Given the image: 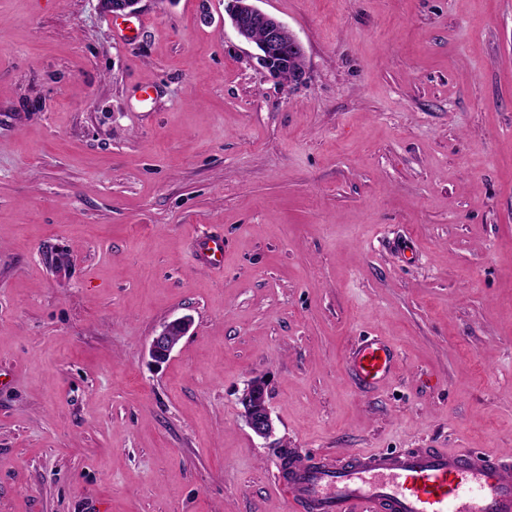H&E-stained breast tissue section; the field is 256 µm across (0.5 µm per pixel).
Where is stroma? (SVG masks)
Returning a JSON list of instances; mask_svg holds the SVG:
<instances>
[{
  "instance_id": "stroma-1",
  "label": "stroma",
  "mask_w": 512,
  "mask_h": 512,
  "mask_svg": "<svg viewBox=\"0 0 512 512\" xmlns=\"http://www.w3.org/2000/svg\"><path fill=\"white\" fill-rule=\"evenodd\" d=\"M256 4L304 82L226 0H0V512H299L287 450L512 449V0ZM255 0H228L227 15L238 36L258 50L256 59L262 70L281 76L288 65L290 83H301L306 77L303 43L282 21L259 9ZM259 29L262 37L254 36ZM288 70L282 76L288 81ZM192 324V318L188 315L163 323L149 344L152 362L160 365L168 361L182 338L187 336ZM353 371L363 387L384 382L392 373L395 363L393 347L378 336L364 338L352 356ZM266 394H268V385L264 380L256 379L247 384L242 399L245 423L254 435L262 439H268L274 433Z\"/></svg>"
}]
</instances>
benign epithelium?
<instances>
[{
  "label": "benign epithelium",
  "mask_w": 512,
  "mask_h": 512,
  "mask_svg": "<svg viewBox=\"0 0 512 512\" xmlns=\"http://www.w3.org/2000/svg\"><path fill=\"white\" fill-rule=\"evenodd\" d=\"M101 7L114 17L132 16L139 11L141 0H99ZM227 15L238 36L256 46L259 67L274 76L290 69V82L300 83L306 77L303 43L282 21L259 9L254 0H228ZM261 31L256 39L255 31ZM193 321L183 316L162 324L149 344L152 362L160 365L170 359L179 342L187 336ZM268 385L262 379L247 384L243 394L244 418L247 427L259 438L268 439L274 424L266 400Z\"/></svg>",
  "instance_id": "obj_1"
}]
</instances>
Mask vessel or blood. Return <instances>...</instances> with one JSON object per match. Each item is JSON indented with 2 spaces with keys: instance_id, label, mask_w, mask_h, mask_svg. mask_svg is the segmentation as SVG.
I'll use <instances>...</instances> for the list:
<instances>
[{
  "instance_id": "obj_1",
  "label": "vessel or blood",
  "mask_w": 512,
  "mask_h": 512,
  "mask_svg": "<svg viewBox=\"0 0 512 512\" xmlns=\"http://www.w3.org/2000/svg\"><path fill=\"white\" fill-rule=\"evenodd\" d=\"M352 363L358 383L372 387L391 375L394 349L369 336ZM288 487L304 512H347L357 502L387 512H512V460L479 448L369 450L350 465L295 464Z\"/></svg>"
}]
</instances>
